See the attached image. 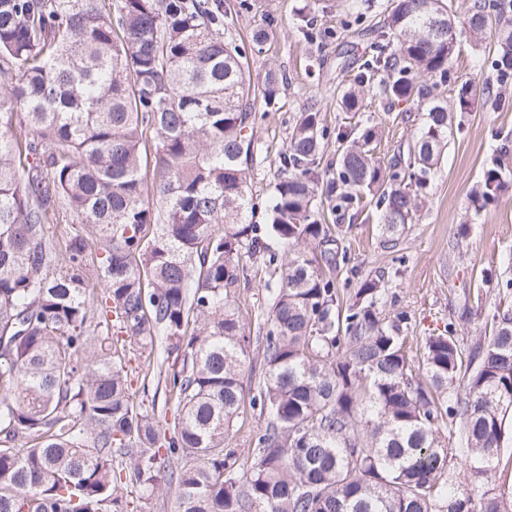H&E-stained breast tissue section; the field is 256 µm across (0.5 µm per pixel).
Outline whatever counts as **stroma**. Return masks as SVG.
<instances>
[{"instance_id":"1","label":"stroma","mask_w":512,"mask_h":512,"mask_svg":"<svg viewBox=\"0 0 512 512\" xmlns=\"http://www.w3.org/2000/svg\"><path fill=\"white\" fill-rule=\"evenodd\" d=\"M224 0L232 33L238 43L251 44L255 27L268 32L267 41L252 46L250 78L261 82L266 69L276 68L285 86L275 108L258 105L255 137L261 151L249 169L248 187L254 197L266 198L276 179L275 159L287 144L297 112L307 100H316L326 130L321 168L336 160L338 130L374 119L381 126L376 153L389 161L398 149L415 141L423 123L422 108L403 103L394 111L378 107L365 96L361 112L337 108L339 93L353 84L360 65L374 49V29L383 16L370 13L352 19L354 0ZM457 51L448 65V82L441 92L451 96L454 86L475 83L491 75L489 51L471 48V36L457 32ZM512 170V91L498 106L475 99L461 131L454 133L428 187L429 203L407 226L396 250L380 244V226L373 220L374 205L341 217L335 223L338 243L350 262L338 267L335 282L341 296H349L361 280L383 277L386 285L382 311L392 317L406 313L403 334L411 362H419L427 336L452 327L463 353L492 334L497 307L512 306V186L497 203L474 211L470 187L481 180L493 158ZM85 227L64 199H56L49 212L46 238L64 251L69 236ZM262 266L248 269L236 292L243 320L258 327L268 311Z\"/></svg>"}]
</instances>
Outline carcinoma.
I'll return each instance as SVG.
<instances>
[{
    "instance_id": "obj_1",
    "label": "carcinoma",
    "mask_w": 512,
    "mask_h": 512,
    "mask_svg": "<svg viewBox=\"0 0 512 512\" xmlns=\"http://www.w3.org/2000/svg\"><path fill=\"white\" fill-rule=\"evenodd\" d=\"M381 7L375 53L341 109L360 111L368 88L390 108L424 109L420 134L408 157L384 164L370 148L376 127L342 130L327 178L320 112L304 105L265 209L281 258L258 235L247 178L257 101L275 103L282 81L272 68L260 84L247 78L220 0H0V512H128L130 483L147 499L173 490L175 512H506L512 488L496 481L512 411V310L495 311L492 336L466 358L453 329L426 337L417 379L407 315L381 317L382 281L340 299L330 272L348 258L316 209L322 199L332 215L359 210L368 192L383 247H397L454 114L512 85V0H471L453 20L491 37L494 59L493 76L462 83L450 102L438 92L456 51L445 0ZM16 112L34 137L15 128ZM24 155L34 164L22 172ZM150 186L158 210L144 200ZM506 188L496 159L474 210ZM57 196L91 227L63 258L46 241ZM248 259L273 269L249 399L252 338L236 300ZM161 338L175 355L158 369L177 402L169 430L156 399L135 400L128 373L127 347L151 364ZM247 405L266 424L241 460L224 440ZM443 427L483 482L477 499L454 482Z\"/></svg>"
}]
</instances>
